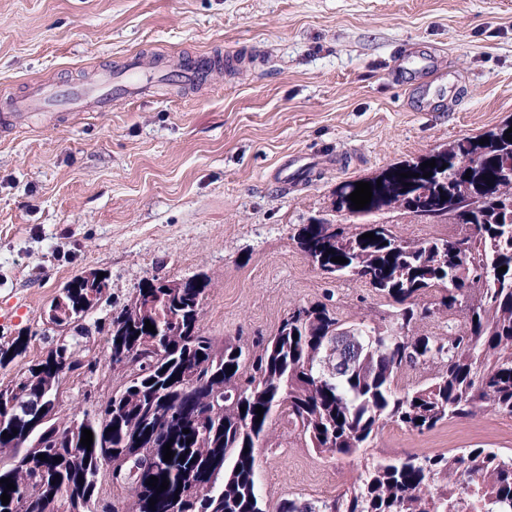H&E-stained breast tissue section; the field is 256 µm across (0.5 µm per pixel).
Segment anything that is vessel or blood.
I'll use <instances>...</instances> for the list:
<instances>
[{"mask_svg": "<svg viewBox=\"0 0 512 512\" xmlns=\"http://www.w3.org/2000/svg\"><path fill=\"white\" fill-rule=\"evenodd\" d=\"M222 57L200 55L186 60L177 72L180 84L186 86L203 85L210 73L221 68ZM136 59H129L117 69L100 71L92 83L78 89L54 88L47 84H33L29 93L19 99L6 101L0 110V135L15 127L17 117L23 111L57 110L65 112L81 108L91 101L101 109L110 108L113 98L122 97L129 100L140 98L147 85L153 82V75L137 71Z\"/></svg>", "mask_w": 512, "mask_h": 512, "instance_id": "1", "label": "vessel or blood"}]
</instances>
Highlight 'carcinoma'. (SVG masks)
<instances>
[{
  "label": "carcinoma",
  "instance_id": "1",
  "mask_svg": "<svg viewBox=\"0 0 512 512\" xmlns=\"http://www.w3.org/2000/svg\"><path fill=\"white\" fill-rule=\"evenodd\" d=\"M511 127L507 122L448 145L431 170L419 161L388 168L385 178L370 180L373 196L363 209L351 207L355 182L336 193L337 211L367 217L393 203L446 216L448 203H462L459 238L410 243L392 225L374 223L349 234L323 221L300 229L302 251L323 274L363 279L396 304L388 323L365 325L361 364L339 376L318 369L324 345L343 326L326 304L295 308L268 339L249 345L236 337L219 345L200 329L208 279L153 275L139 283L137 300L94 320L106 332L107 358H132L117 390L41 448L31 418L53 410L63 377L98 365L76 357L74 348L89 337L84 321L112 289L96 271L68 282L49 316L75 334L50 338L49 356L0 385V444L13 449L0 459V480L15 485L8 491L0 483V494L10 495L0 512H40L61 494L84 512H109L97 496L105 465L115 474L112 484L134 487L133 512H512V454L493 448L377 461L343 493L288 498L273 511L260 493L257 462L275 414L287 418L306 447L332 455L356 453L387 422L421 432L488 408L512 416V211L504 204L512 196ZM482 138L488 142L479 143ZM405 172L412 176L400 177ZM369 232L376 239L362 238ZM334 256L347 262H333ZM502 266L507 270L500 273ZM433 289L440 310L465 312L464 329L444 336L413 332L431 313L417 300ZM147 320L155 331L145 329ZM27 347L19 336L0 344V367ZM430 365L436 368L431 383L403 393L394 387L401 369ZM258 406L264 413L257 423ZM84 429L93 433L89 449L80 444ZM5 432L11 437L3 438ZM168 442L175 456L166 462ZM152 476L168 479V489L148 485Z\"/></svg>",
  "mask_w": 512,
  "mask_h": 512
}]
</instances>
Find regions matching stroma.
Listing matches in <instances>:
<instances>
[{
    "instance_id": "obj_1",
    "label": "stroma",
    "mask_w": 512,
    "mask_h": 512,
    "mask_svg": "<svg viewBox=\"0 0 512 512\" xmlns=\"http://www.w3.org/2000/svg\"><path fill=\"white\" fill-rule=\"evenodd\" d=\"M215 48L239 55L236 72L63 119L27 112L0 137V343L30 337L0 384L46 354L51 302L92 270L110 278L116 310L146 276H207L200 326L218 341L270 336L317 301L344 325L381 323L388 301L359 279L325 278L300 228L313 216L354 228L335 210L342 182L512 120V0H0V97L35 82L82 85L133 54L176 69ZM425 61L441 73L429 112L408 91ZM293 159L310 175L282 186ZM372 220L414 242L460 231L393 207ZM80 353L101 362L93 377L66 379L60 423L117 385L104 335ZM270 431L258 476L272 506L333 497L383 458L512 453V416L492 410L423 432L388 422L353 456L306 448L278 417Z\"/></svg>"
}]
</instances>
